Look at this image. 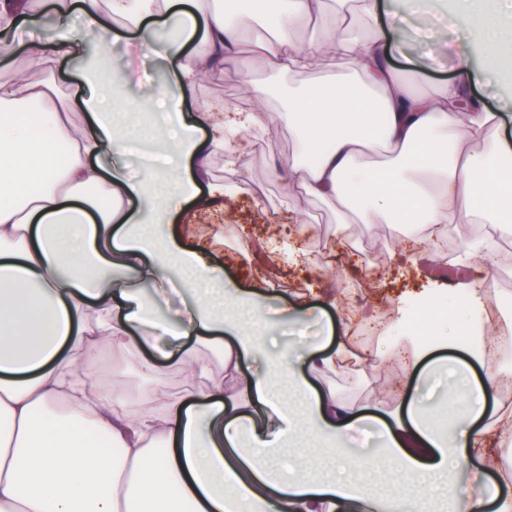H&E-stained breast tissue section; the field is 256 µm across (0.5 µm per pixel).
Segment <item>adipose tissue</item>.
Segmentation results:
<instances>
[{
  "instance_id": "adipose-tissue-1",
  "label": "adipose tissue",
  "mask_w": 512,
  "mask_h": 512,
  "mask_svg": "<svg viewBox=\"0 0 512 512\" xmlns=\"http://www.w3.org/2000/svg\"><path fill=\"white\" fill-rule=\"evenodd\" d=\"M281 2L282 27L263 35L265 16L249 0L209 12L199 0H53L59 23L23 46L39 78L0 79V512H415L409 487L427 493L434 480L446 481L454 512L486 504L512 512V495L486 494L482 480L449 481L488 461L477 422L500 376L490 327L464 346L482 381L449 379L428 411L409 400L382 423L372 458L341 457L342 440L374 421L373 407L318 394L313 383L356 360L348 337L297 355L272 349L248 318L263 309L266 289L226 285L209 248L171 223L182 206L223 199L224 185L209 179L212 157L239 152L266 125L268 92L251 82L244 102L215 100L191 119L182 110L216 66L248 57L272 74L321 77L288 98L298 151L275 175L289 212L300 199H320L335 205L339 224H400L417 242L430 240L437 224L507 213L512 179L474 177V145L491 143L503 158L512 143L498 136L499 113L463 90L481 76L470 54L456 58L457 86L428 95L392 64L374 0L324 25L315 41L296 32L322 15L323 0ZM491 5L512 12V0H454L451 16L461 31L479 34L492 61L512 46V27L489 19ZM76 10L80 29L69 22ZM174 17L177 38L157 47L172 78L151 94L170 116L167 146L155 153L151 176L137 178L108 101L135 74L143 45L128 43L119 70L90 41L115 34L123 19L139 38ZM37 20L29 0H0V56ZM65 59L81 62L88 94L61 95L50 81ZM78 110L87 125L74 126ZM170 285L193 293L173 321L156 315ZM455 331L444 327L427 342L409 335L396 387L415 383L416 367L433 365L434 351L455 346ZM191 339L221 347L226 382L177 398L156 390L137 413L101 395L100 373L80 365L106 349L139 356L144 375L161 378L159 363L175 362L194 380L208 362L188 347ZM253 358L264 371L243 370ZM283 381L292 382L300 411L288 408ZM307 439L349 470L369 462L397 474L404 492L389 505L332 474L283 468V456Z\"/></svg>"
}]
</instances>
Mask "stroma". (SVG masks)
Wrapping results in <instances>:
<instances>
[{
    "mask_svg": "<svg viewBox=\"0 0 512 512\" xmlns=\"http://www.w3.org/2000/svg\"><path fill=\"white\" fill-rule=\"evenodd\" d=\"M385 42L404 80L417 90L432 93L456 84L453 70L456 50L470 47L467 35L451 25H443L444 16L437 0H421L420 21L392 28L396 13L395 0H376ZM151 82H161L168 74L156 53H148L142 62ZM498 78L472 83L468 91L489 109L502 115L501 133L512 139V66L498 65ZM150 82V84H151ZM150 84L130 86L125 94L112 99L113 111L135 113L137 122L149 125L153 119L149 109L132 111L131 101L148 100ZM245 95L240 75L234 68L216 70L196 92L187 97L183 110L191 115L202 111L205 102L224 99L240 100ZM297 150L296 140L286 124L273 119L266 134L250 140L247 148L231 157L212 158L210 175L223 181L232 191L220 211H201L202 225L196 230L198 241H206L207 230H214L212 257L223 263L224 277L236 286L247 288L256 282L270 281L274 292L261 322L269 338L294 348L335 344L350 322L360 320L362 306H370L375 314L384 316L385 326L372 344L383 352L384 361L374 367L355 362L342 372L328 373L315 384L317 391L334 392L344 402H361L377 390H385L380 418L398 410L405 395L393 392L397 374L399 343L407 330L400 323L401 300H415L433 280L448 284L473 276L474 270L458 256L448 257L434 252L418 264L404 268L392 259L393 236L385 224H357L353 227L356 247H349L339 237L336 210L319 200L301 204V214L312 231L308 236L316 264L303 266L280 253H267L258 246V231L267 222L289 226L288 202L279 181L274 177L276 165ZM338 282L343 297L337 307L318 317L291 320L285 310L295 302L318 299L322 280ZM111 366L104 376L113 389L148 396L154 382L140 373L136 362L100 350L86 362V369L95 371L101 365Z\"/></svg>",
    "mask_w": 512,
    "mask_h": 512,
    "instance_id": "obj_1",
    "label": "stroma"
}]
</instances>
